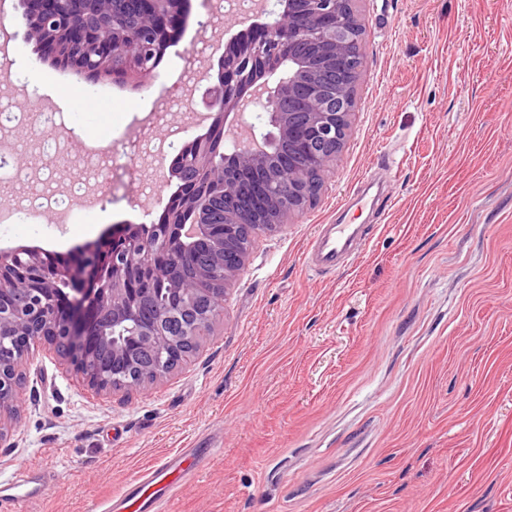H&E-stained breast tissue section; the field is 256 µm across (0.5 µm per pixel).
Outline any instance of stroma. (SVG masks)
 I'll return each mask as SVG.
<instances>
[{
  "instance_id": "35a3bbf8",
  "label": "stroma",
  "mask_w": 512,
  "mask_h": 512,
  "mask_svg": "<svg viewBox=\"0 0 512 512\" xmlns=\"http://www.w3.org/2000/svg\"><path fill=\"white\" fill-rule=\"evenodd\" d=\"M224 0H192L186 30L140 88L99 80L97 100L47 95L70 70L17 57L0 104L60 111L69 167L89 148L126 153L166 123L138 111L224 53ZM364 63L355 121L316 201L259 240L199 352L166 379L102 396L55 356L35 358L0 441L47 487L22 512H88L165 456L217 450L162 512H512V0H356ZM394 188L360 213L352 264L315 273L305 254L366 173ZM126 177L70 212L0 229V249L71 259L113 227L161 216Z\"/></svg>"
}]
</instances>
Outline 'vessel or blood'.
I'll return each mask as SVG.
<instances>
[{"label":"vessel or blood","instance_id":"b4317fda","mask_svg":"<svg viewBox=\"0 0 512 512\" xmlns=\"http://www.w3.org/2000/svg\"><path fill=\"white\" fill-rule=\"evenodd\" d=\"M361 233L362 227L358 224L322 225L306 254L309 267L317 272L336 269L342 260L350 256L353 243ZM214 452L211 446L193 448L145 469L117 499L101 502L98 512H123L130 506L135 512H160L161 500L177 480H189L200 463L212 457ZM44 487L45 479L34 466L19 465L16 480L0 484V512H19L22 503L40 495Z\"/></svg>","mask_w":512,"mask_h":512}]
</instances>
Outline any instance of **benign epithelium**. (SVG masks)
I'll use <instances>...</instances> for the list:
<instances>
[{
	"mask_svg": "<svg viewBox=\"0 0 512 512\" xmlns=\"http://www.w3.org/2000/svg\"><path fill=\"white\" fill-rule=\"evenodd\" d=\"M355 0H259L233 36L218 82L192 112L209 121L162 181L159 224L113 230L69 263L37 246L0 249V425L17 414L25 371L51 350L105 394L161 380L224 313L257 241L314 202L354 121L342 83L358 40ZM29 36L84 80L152 72L190 0H20ZM269 131H259L258 125ZM247 136L218 151L214 136ZM171 298L155 304L156 286Z\"/></svg>",
	"mask_w": 512,
	"mask_h": 512,
	"instance_id": "1",
	"label": "benign epithelium"
}]
</instances>
